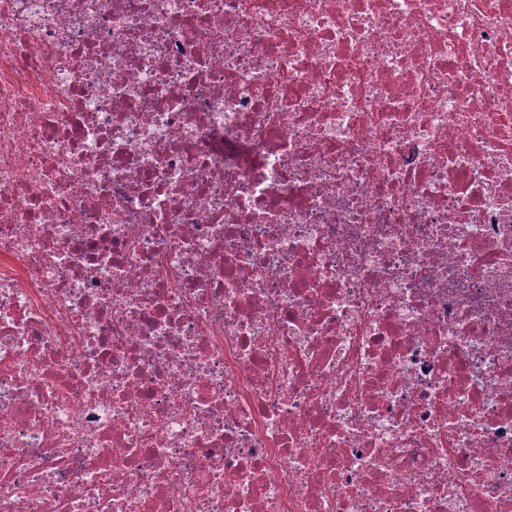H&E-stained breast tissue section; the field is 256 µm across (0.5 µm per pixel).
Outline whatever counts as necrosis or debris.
<instances>
[{
    "mask_svg": "<svg viewBox=\"0 0 512 512\" xmlns=\"http://www.w3.org/2000/svg\"><path fill=\"white\" fill-rule=\"evenodd\" d=\"M0 512H512V0H0Z\"/></svg>",
    "mask_w": 512,
    "mask_h": 512,
    "instance_id": "1",
    "label": "necrosis or debris"
}]
</instances>
